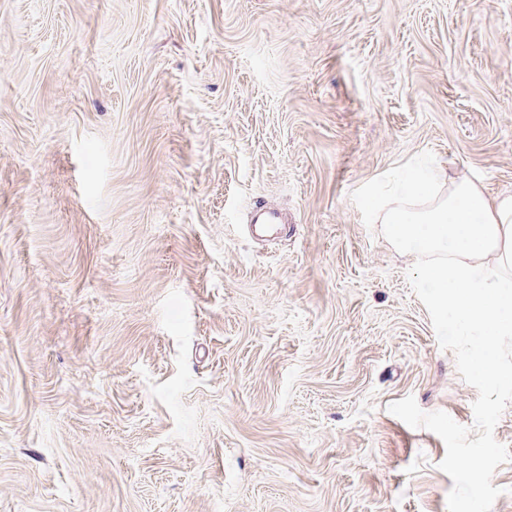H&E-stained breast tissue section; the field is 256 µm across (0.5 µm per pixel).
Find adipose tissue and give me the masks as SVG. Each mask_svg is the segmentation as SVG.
<instances>
[{"instance_id":"ef3b65f1","label":"adipose tissue","mask_w":512,"mask_h":512,"mask_svg":"<svg viewBox=\"0 0 512 512\" xmlns=\"http://www.w3.org/2000/svg\"><path fill=\"white\" fill-rule=\"evenodd\" d=\"M378 221L404 251L433 256L426 276L457 327L496 350L512 335V196L489 198L461 175L414 179Z\"/></svg>"}]
</instances>
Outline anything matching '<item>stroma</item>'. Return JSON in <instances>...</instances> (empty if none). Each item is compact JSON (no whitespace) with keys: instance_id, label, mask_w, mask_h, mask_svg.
<instances>
[{"instance_id":"stroma-1","label":"stroma","mask_w":512,"mask_h":512,"mask_svg":"<svg viewBox=\"0 0 512 512\" xmlns=\"http://www.w3.org/2000/svg\"><path fill=\"white\" fill-rule=\"evenodd\" d=\"M410 167L512 195V0H0V512H447Z\"/></svg>"}]
</instances>
